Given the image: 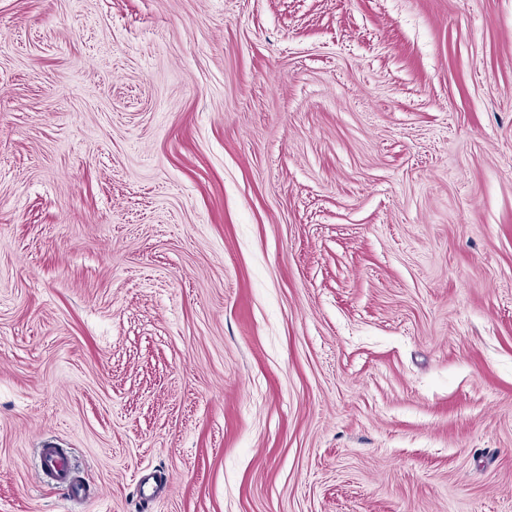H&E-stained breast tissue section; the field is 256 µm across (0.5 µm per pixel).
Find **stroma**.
Listing matches in <instances>:
<instances>
[{
	"mask_svg": "<svg viewBox=\"0 0 512 512\" xmlns=\"http://www.w3.org/2000/svg\"><path fill=\"white\" fill-rule=\"evenodd\" d=\"M0 512H512V0H0ZM40 468L37 472L39 481L46 479L52 481L57 487L64 488L70 497H79L83 494L82 487L74 477L72 464L67 459H62L56 452V448H39ZM51 473V476L48 474Z\"/></svg>",
	"mask_w": 512,
	"mask_h": 512,
	"instance_id": "1",
	"label": "stroma"
}]
</instances>
